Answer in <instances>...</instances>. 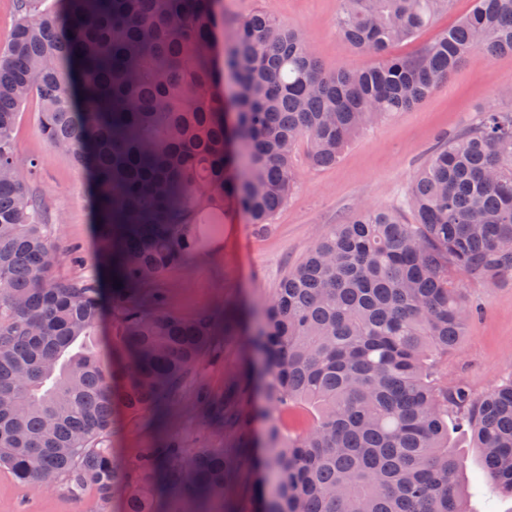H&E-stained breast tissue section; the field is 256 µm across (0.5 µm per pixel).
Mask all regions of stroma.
Here are the masks:
<instances>
[{
  "label": "stroma",
  "mask_w": 512,
  "mask_h": 512,
  "mask_svg": "<svg viewBox=\"0 0 512 512\" xmlns=\"http://www.w3.org/2000/svg\"><path fill=\"white\" fill-rule=\"evenodd\" d=\"M224 16L236 23L262 9L301 30L329 69H361L372 57L355 51L339 35L340 0H223ZM474 0H451L447 11L414 40L392 47L397 56L417 54L469 14ZM37 101H29L14 132L21 155L35 160L30 181L42 201V215L58 241L62 258L58 274L70 278L98 276L93 216L88 204V177L72 159L48 145L38 132ZM512 109V55L488 57L473 53L430 96L415 108L398 113L357 134L335 165L314 167L298 156L297 184L269 231L258 232L234 202L224 206L222 233L190 263L168 269L160 280L173 313L191 318L203 310H244L258 323L263 309L286 273L299 263L315 241L334 225L345 223L358 206L395 210L411 221L407 196L415 172L446 133L474 126L483 112ZM470 302L482 307L466 336L439 366L442 383L464 384L484 392L512 374V277L485 282L463 281ZM249 371L254 391L244 404L253 418L257 455H265L272 416L265 398L268 367L247 334H217L210 352L190 371L166 409L164 422L152 413L137 416L116 408L112 430L105 437L117 462L132 459L139 449L168 439L193 449L206 446L235 454V429L216 424L204 409L207 397L223 396L242 371ZM461 479L472 512H512V497L492 494L480 454L467 437L456 438ZM92 499L70 497L61 487L35 489L0 468V512H91Z\"/></svg>",
  "instance_id": "obj_1"
}]
</instances>
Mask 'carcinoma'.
Instances as JSON below:
<instances>
[{
    "label": "carcinoma",
    "instance_id": "carcinoma-1",
    "mask_svg": "<svg viewBox=\"0 0 512 512\" xmlns=\"http://www.w3.org/2000/svg\"><path fill=\"white\" fill-rule=\"evenodd\" d=\"M16 0L0 51V468L34 488L93 492L96 512H154L158 463L174 498L223 512L222 448L175 442L119 467L117 406L157 414L208 349L215 316L165 311L157 284L191 261L232 200L265 227L297 182L294 155L336 163L374 122L419 105L471 54L512 53V0L472 11L413 56L450 0H340L339 34L375 58L326 70L309 39L258 10L224 40L220 0ZM38 131L90 172L96 278H63L14 131ZM414 222L358 210L273 289L257 335L268 365L258 512H469L449 421L491 485L512 495V376L475 394L437 369L477 311L452 278L512 276V111H488L413 176ZM112 333L97 340L104 303ZM246 319L224 309V333ZM251 393L247 374L233 398Z\"/></svg>",
    "mask_w": 512,
    "mask_h": 512
}]
</instances>
